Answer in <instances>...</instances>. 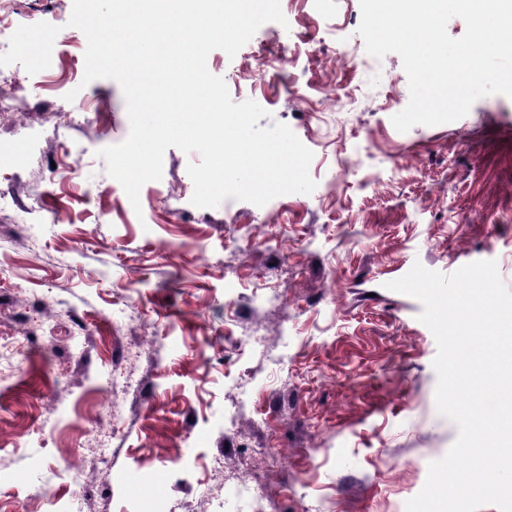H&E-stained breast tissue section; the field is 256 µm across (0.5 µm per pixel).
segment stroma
<instances>
[{
    "instance_id": "obj_1",
    "label": "stroma",
    "mask_w": 512,
    "mask_h": 512,
    "mask_svg": "<svg viewBox=\"0 0 512 512\" xmlns=\"http://www.w3.org/2000/svg\"><path fill=\"white\" fill-rule=\"evenodd\" d=\"M12 7L34 22L0 58V512H245L239 469L269 512H406L458 428L423 306L386 284L493 260L512 288V98L399 132L408 77L367 54L359 0H281L286 24L207 67L313 152L314 191L204 210L172 147L136 210L98 155L130 134L124 95L84 82L72 0Z\"/></svg>"
}]
</instances>
